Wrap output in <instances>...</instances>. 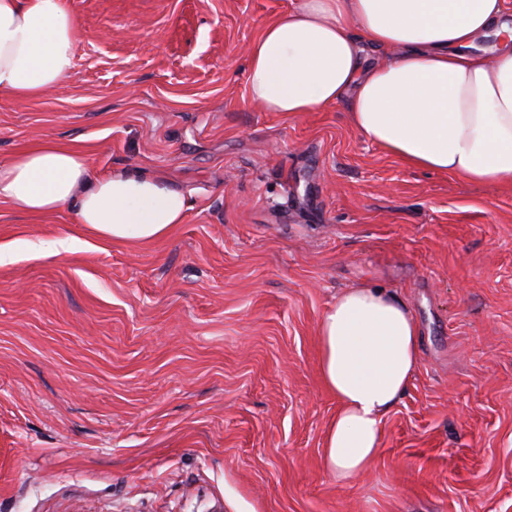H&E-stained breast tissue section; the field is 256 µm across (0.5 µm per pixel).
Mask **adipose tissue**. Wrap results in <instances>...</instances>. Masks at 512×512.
<instances>
[{
	"instance_id": "1",
	"label": "adipose tissue",
	"mask_w": 512,
	"mask_h": 512,
	"mask_svg": "<svg viewBox=\"0 0 512 512\" xmlns=\"http://www.w3.org/2000/svg\"><path fill=\"white\" fill-rule=\"evenodd\" d=\"M78 40L66 0H0V97L62 85ZM248 87L269 112L346 103L354 128L411 167L512 180V0H298L255 41ZM0 202L40 217L66 210L100 240L142 245L189 209L161 176L95 175L84 153L53 139L0 163ZM317 335L336 400L322 463L342 484L376 460L383 419L418 367L419 330L395 295L355 286L337 294Z\"/></svg>"
}]
</instances>
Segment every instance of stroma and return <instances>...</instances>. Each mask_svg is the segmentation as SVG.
<instances>
[{
  "mask_svg": "<svg viewBox=\"0 0 512 512\" xmlns=\"http://www.w3.org/2000/svg\"><path fill=\"white\" fill-rule=\"evenodd\" d=\"M295 4L67 0L69 79L0 98L1 163L54 138L190 202L149 245L0 204V512H512V181L410 168L343 102L253 103L249 50ZM358 285L420 354L340 484L316 330Z\"/></svg>",
  "mask_w": 512,
  "mask_h": 512,
  "instance_id": "1",
  "label": "stroma"
}]
</instances>
